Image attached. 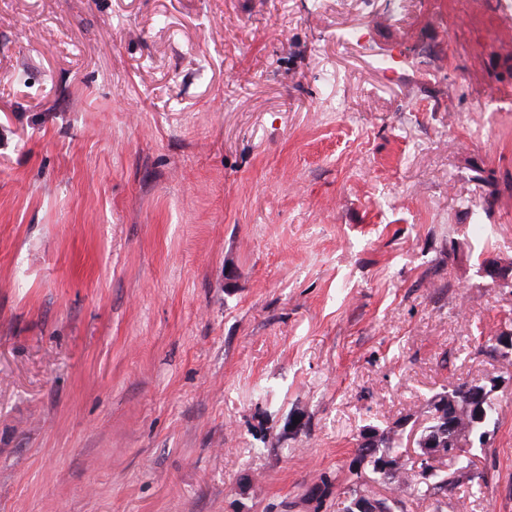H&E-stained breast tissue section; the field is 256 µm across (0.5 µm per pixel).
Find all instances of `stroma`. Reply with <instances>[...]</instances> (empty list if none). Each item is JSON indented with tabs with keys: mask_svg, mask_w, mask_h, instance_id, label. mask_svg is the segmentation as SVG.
<instances>
[{
	"mask_svg": "<svg viewBox=\"0 0 512 512\" xmlns=\"http://www.w3.org/2000/svg\"><path fill=\"white\" fill-rule=\"evenodd\" d=\"M0 0V512H334L355 436L495 382L512 512V12ZM301 416V429L289 428Z\"/></svg>",
	"mask_w": 512,
	"mask_h": 512,
	"instance_id": "35a3bbf8",
	"label": "stroma"
}]
</instances>
